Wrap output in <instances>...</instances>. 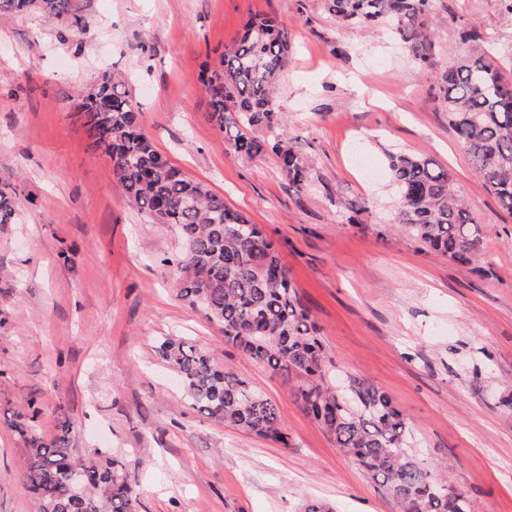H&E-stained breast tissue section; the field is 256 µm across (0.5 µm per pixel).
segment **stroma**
<instances>
[{
  "label": "stroma",
  "instance_id": "obj_1",
  "mask_svg": "<svg viewBox=\"0 0 512 512\" xmlns=\"http://www.w3.org/2000/svg\"><path fill=\"white\" fill-rule=\"evenodd\" d=\"M78 23L0 13V187L22 201L0 227V512H35L19 475L16 414L35 431L70 419L78 457L122 451L139 512H335L398 507L297 405L282 376L225 346L177 297L176 228L128 207L112 165L89 146L77 104L104 74H126L154 147L225 204L262 225L309 309L335 372L386 393L413 452L472 496L512 512V214L472 171L431 70L390 33L336 23L321 0H73ZM252 17L292 45L276 102L309 166L292 184L274 157H238L207 119L199 76ZM474 23L512 67V14L500 0H433L439 66L466 51ZM429 156L453 174L484 227L489 274L424 251L392 228L387 154ZM377 175L364 177L357 155ZM357 223H347L350 212ZM185 336L278 407L289 447L201 417L158 360Z\"/></svg>",
  "mask_w": 512,
  "mask_h": 512
}]
</instances>
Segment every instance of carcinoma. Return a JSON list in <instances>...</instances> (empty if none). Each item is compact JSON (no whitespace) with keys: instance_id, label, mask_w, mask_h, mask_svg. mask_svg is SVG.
Instances as JSON below:
<instances>
[{"instance_id":"obj_1","label":"carcinoma","mask_w":512,"mask_h":512,"mask_svg":"<svg viewBox=\"0 0 512 512\" xmlns=\"http://www.w3.org/2000/svg\"><path fill=\"white\" fill-rule=\"evenodd\" d=\"M430 2L323 0V5L343 26H388L407 58L436 71L448 126L472 170L512 214V76L503 72L475 24L460 29L469 54L437 68ZM35 5L55 19L73 11L72 0H0V12H25ZM289 50L288 31L279 22L251 18L233 44L206 64L201 82L208 120L234 153L248 159L271 153L288 179L300 185L308 164L280 132L275 101ZM124 86L120 77L104 75L79 109L90 146L111 154L112 177L126 203L155 224L178 228L177 296L221 326L224 344L275 374L298 375L294 396L301 410L368 472L400 512H448V480L408 453L409 432L400 408L364 382L349 385L347 394L328 382L329 359L275 242L154 148ZM263 130L265 138L258 136ZM390 170L399 227L430 252L485 276L481 225L456 194L452 173L432 159L404 152L390 155ZM18 212L16 193L1 188L0 225L15 223ZM157 352L178 373L191 407L201 415L289 445L275 403L190 339L166 337ZM37 413L34 408L32 416L20 415L15 423L27 444L20 475L37 512H137L127 457L82 460L70 448L69 419L46 440L34 434L31 420Z\"/></svg>"}]
</instances>
